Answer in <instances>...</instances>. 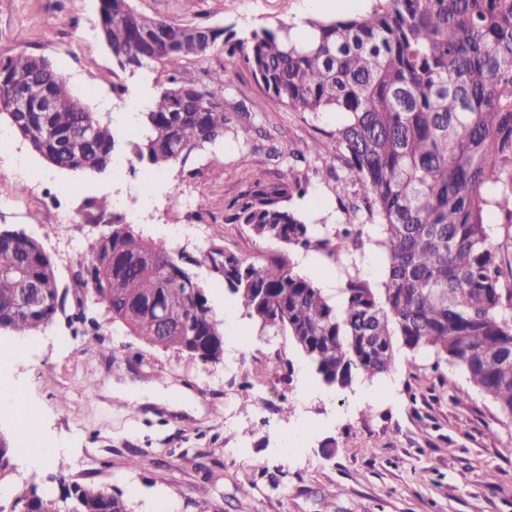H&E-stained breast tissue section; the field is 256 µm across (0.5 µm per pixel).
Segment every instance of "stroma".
<instances>
[{
  "mask_svg": "<svg viewBox=\"0 0 512 512\" xmlns=\"http://www.w3.org/2000/svg\"><path fill=\"white\" fill-rule=\"evenodd\" d=\"M148 16L179 26L294 24L367 11L371 0L313 13L305 0H132ZM98 0H0V59L21 52L47 58L92 111L101 102L125 108L141 86L157 92L170 71L159 63L130 73L98 36ZM180 79L224 89L236 114L223 143L197 150L161 172L128 155L102 173L49 167L18 135L0 144V229L21 230L51 257L61 289L75 268L53 240L72 231L85 207L108 199L147 239L202 258L216 247L251 262L277 248L224 208L255 182H273L293 167L306 193L293 207L312 224H350L351 177L338 157L335 112H296L269 98L247 65L226 77L224 56L184 61ZM319 154L299 160L307 145ZM278 148L280 158L269 157ZM209 198V212L197 202ZM208 304L225 339L245 328L250 362L238 368L225 347L218 363L150 347L112 327L86 302L77 318L67 301L33 336L0 338L17 347L0 362L8 384L39 415L38 434L55 454L17 468L16 482L61 495L95 484L122 492L132 512H512V420L460 371L426 353L401 350L395 369L373 382L340 389L323 384L287 332L261 329L209 276ZM182 387L195 403L171 409L117 402L116 385ZM140 464H127L130 452Z\"/></svg>",
  "mask_w": 512,
  "mask_h": 512,
  "instance_id": "stroma-1",
  "label": "stroma"
}]
</instances>
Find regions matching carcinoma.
I'll list each match as a JSON object with an SVG mask.
<instances>
[{
  "label": "carcinoma",
  "instance_id": "obj_1",
  "mask_svg": "<svg viewBox=\"0 0 512 512\" xmlns=\"http://www.w3.org/2000/svg\"><path fill=\"white\" fill-rule=\"evenodd\" d=\"M99 37L117 65L133 72L161 63L169 86L138 113L140 135L120 145L111 113L93 112L43 56L0 60V116L51 166L102 173L126 149L158 170L224 138L233 117L224 88L176 77L184 60L220 50L226 77L244 62L265 93L296 112L343 115L336 142L357 190L351 209L377 229L368 236L385 258L372 285L357 269L362 229L314 227L291 202L304 189L292 169L256 182L224 208L286 250L316 252L344 268L335 295L296 273L280 253L261 265L212 248L203 259L137 234L106 199L85 220L108 214L110 229L89 243L75 273L78 317L87 298L108 320L146 344L218 362L224 329L195 266L224 271V287L261 328L284 330L328 386L371 381L398 362L395 339L462 371L512 419V288L503 287L501 246L487 214L512 224V0H372L366 13L309 20V38L290 26H172L131 0H99ZM25 98L51 97L52 112H12ZM67 293L42 246L0 231V332L47 328ZM25 435L0 438V483ZM11 512H132L121 495L74 484L55 497L14 485Z\"/></svg>",
  "mask_w": 512,
  "mask_h": 512
}]
</instances>
